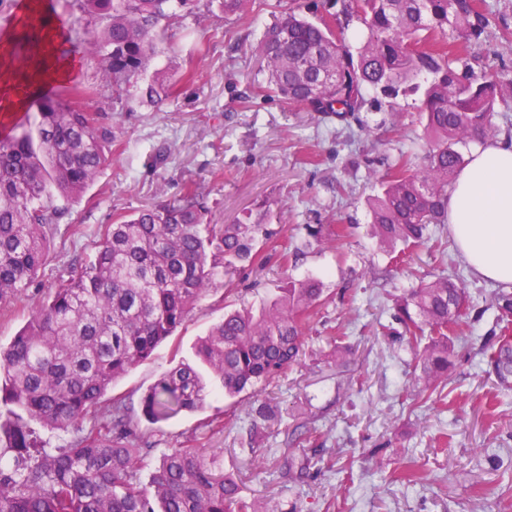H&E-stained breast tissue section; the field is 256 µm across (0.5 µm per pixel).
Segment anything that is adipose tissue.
<instances>
[{"label": "adipose tissue", "mask_w": 512, "mask_h": 512, "mask_svg": "<svg viewBox=\"0 0 512 512\" xmlns=\"http://www.w3.org/2000/svg\"><path fill=\"white\" fill-rule=\"evenodd\" d=\"M448 230L481 279L512 282V138L485 142L448 190Z\"/></svg>", "instance_id": "adipose-tissue-1"}]
</instances>
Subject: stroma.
Wrapping results in <instances>:
<instances>
[{"instance_id": "35a3bbf8", "label": "stroma", "mask_w": 512, "mask_h": 512, "mask_svg": "<svg viewBox=\"0 0 512 512\" xmlns=\"http://www.w3.org/2000/svg\"><path fill=\"white\" fill-rule=\"evenodd\" d=\"M489 25L481 45L467 51L475 69L512 77V54L496 53L512 36V0H480ZM292 0H252L240 19L225 21L218 0H193L165 32L159 64L177 81L160 109H113L112 91L98 86L91 109L109 113L116 140L112 161L51 243L37 280L0 300V344L8 345L48 286L68 276L75 257L92 253L105 225L120 215L180 196L193 185L207 197L209 220L228 224L259 205L268 209L271 240L262 253L299 252L297 274H317L327 302L305 328L301 359L261 393L240 403L215 393L207 407L151 424L139 400L239 300L260 305L285 287L271 261L244 275L237 296L209 290L150 361L139 364L100 400L108 414L124 399L141 440L164 451L198 445L224 451V470L247 500L268 512H512V395L485 372L480 352L494 314L486 312L455 343L456 369L436 391H425L405 340L382 335L376 318L399 289L432 275L464 271L447 227L441 249L412 251L405 267L366 236V198L377 177L399 156L421 154L423 127L414 98L401 99L402 117L378 148L359 136L336 135L317 113L256 97L242 104L260 68L250 44ZM71 0H0V73L19 88L38 81V67L60 46L51 21L76 35ZM347 225L341 242H309L305 227ZM351 349L337 355L330 332ZM319 449L328 467L304 485L290 482L286 459ZM416 472V481L404 471Z\"/></svg>"}]
</instances>
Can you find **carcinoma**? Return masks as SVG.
Returning a JSON list of instances; mask_svg holds the SVG:
<instances>
[{"instance_id": "1", "label": "carcinoma", "mask_w": 512, "mask_h": 512, "mask_svg": "<svg viewBox=\"0 0 512 512\" xmlns=\"http://www.w3.org/2000/svg\"><path fill=\"white\" fill-rule=\"evenodd\" d=\"M189 0H76L87 38L113 102L156 107L172 93L158 65L162 35ZM249 0H223L225 20L248 11ZM288 8L254 47L266 92L285 104L322 113L375 144L379 126L363 122L373 105L399 114V98L417 96L428 136L417 164L399 158L367 198L370 237L398 264L406 249L438 247L432 228L447 223L448 188L467 162L463 148L494 139L498 108L512 80L478 75L441 43L448 32L465 44L480 39L488 17L472 0H340V9L313 21ZM361 38H343L353 23ZM96 88L57 84L37 112L0 139V299L38 278L58 226L107 167L114 125L87 105ZM206 196L194 186L178 198L107 224L95 251L73 265L36 303L7 347L0 346V512H251L237 481L224 473L222 448H169L139 478L152 449L141 443L126 404L112 403L98 420L101 396L185 321L210 289L226 287L246 269L267 264L256 249L272 236L248 213L231 224L208 221ZM460 275H436L393 298L387 336L415 348L427 389L453 366V338L489 309L495 326L483 344L488 373L512 389V284L494 289L481 306ZM323 288L312 277L288 278L281 295L260 308L224 313L194 347L205 366L180 362L142 397L151 424L204 409L213 382L224 397L255 393L298 364L306 322ZM72 431L63 445H38L30 422ZM320 462L317 450L288 457L302 484Z\"/></svg>"}]
</instances>
